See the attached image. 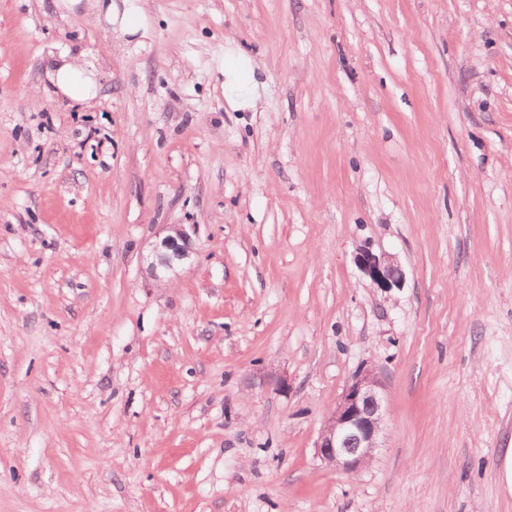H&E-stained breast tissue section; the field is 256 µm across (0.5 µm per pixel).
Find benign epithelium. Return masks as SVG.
Returning <instances> with one entry per match:
<instances>
[{"label":"benign epithelium","instance_id":"7a95c632","mask_svg":"<svg viewBox=\"0 0 512 512\" xmlns=\"http://www.w3.org/2000/svg\"><path fill=\"white\" fill-rule=\"evenodd\" d=\"M168 234L152 247L146 276L155 282L189 257L190 235L183 224H170ZM357 263L380 288H397L403 282L398 262L368 249L358 252ZM383 385L374 369L363 367L346 386L336 408L327 418L317 442L320 459L327 465L355 475L373 461L383 430Z\"/></svg>","mask_w":512,"mask_h":512}]
</instances>
